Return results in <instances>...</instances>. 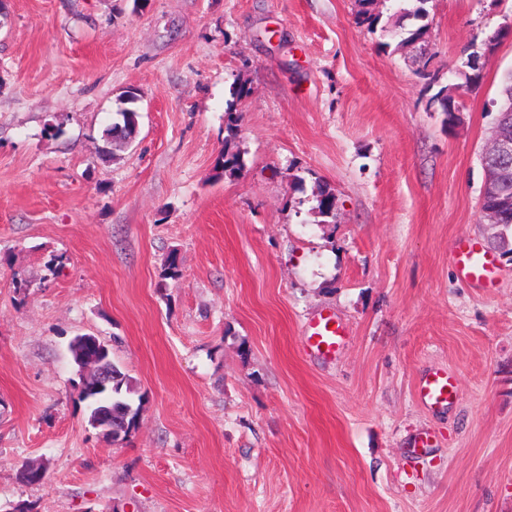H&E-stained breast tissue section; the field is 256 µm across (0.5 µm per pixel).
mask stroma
Returning a JSON list of instances; mask_svg holds the SVG:
<instances>
[{
  "label": "stroma",
  "mask_w": 512,
  "mask_h": 512,
  "mask_svg": "<svg viewBox=\"0 0 512 512\" xmlns=\"http://www.w3.org/2000/svg\"><path fill=\"white\" fill-rule=\"evenodd\" d=\"M415 6L376 0L371 31L359 0H0V512H512V262L486 291L449 258L499 232L512 39L484 41L512 0ZM475 51L448 120L428 100ZM322 314L331 358L302 342ZM84 334L143 396L122 442L77 400ZM436 369L458 396L432 411ZM120 117L105 129L106 140L129 141L134 137L137 125V112L130 108H122L117 112ZM484 152L497 155L510 164L512 159V139L501 132L499 121L495 125L494 136H492ZM512 167V163H511ZM507 165L492 168V172L486 181L484 195L494 197L497 201H503L502 190L512 182V168ZM307 347L323 357L336 354L344 342L345 328L332 315H320L310 321L303 331ZM456 396V381L446 371L429 373L417 386L418 401L429 409H444L455 402Z\"/></svg>",
  "instance_id": "35a3bbf8"
}]
</instances>
